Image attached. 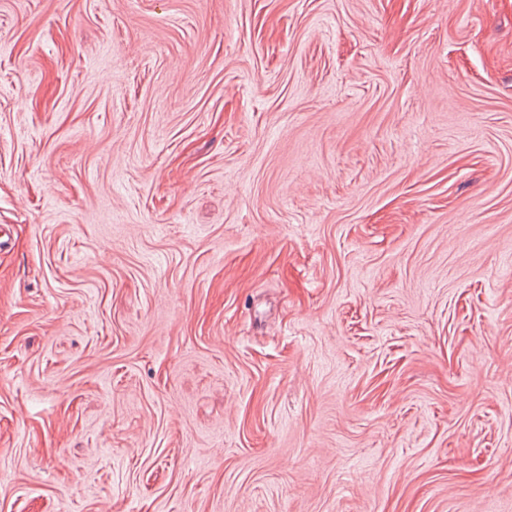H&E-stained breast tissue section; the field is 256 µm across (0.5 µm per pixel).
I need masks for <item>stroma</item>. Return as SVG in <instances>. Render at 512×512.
Instances as JSON below:
<instances>
[{
  "mask_svg": "<svg viewBox=\"0 0 512 512\" xmlns=\"http://www.w3.org/2000/svg\"><path fill=\"white\" fill-rule=\"evenodd\" d=\"M0 512H512V0H0Z\"/></svg>",
  "mask_w": 512,
  "mask_h": 512,
  "instance_id": "stroma-1",
  "label": "stroma"
}]
</instances>
